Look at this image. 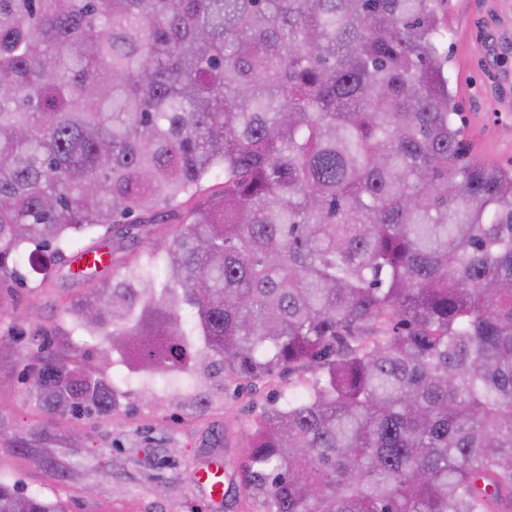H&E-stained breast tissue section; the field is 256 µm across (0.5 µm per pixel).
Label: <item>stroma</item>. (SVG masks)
I'll use <instances>...</instances> for the list:
<instances>
[{
    "label": "stroma",
    "mask_w": 512,
    "mask_h": 512,
    "mask_svg": "<svg viewBox=\"0 0 512 512\" xmlns=\"http://www.w3.org/2000/svg\"><path fill=\"white\" fill-rule=\"evenodd\" d=\"M449 34L441 43L469 153L477 160L512 166V0H443ZM59 262L36 273L19 261L0 285V461L17 458L24 490L51 492L50 469L70 471L69 512H109L126 503L134 512H245L236 466L246 446L253 408L287 391L293 377L278 370L259 387L226 381L223 373L197 367L182 383L104 363L95 343L62 322V301L82 296L86 284ZM28 326L53 332L51 349L61 359L102 373L123 392L126 414L112 421H63L41 430L39 413L22 376L20 348L9 338L12 312ZM210 408L196 414L199 395ZM222 460L228 469L225 497L215 505L193 481L187 460Z\"/></svg>",
    "instance_id": "obj_1"
}]
</instances>
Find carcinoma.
<instances>
[{"mask_svg":"<svg viewBox=\"0 0 512 512\" xmlns=\"http://www.w3.org/2000/svg\"><path fill=\"white\" fill-rule=\"evenodd\" d=\"M438 2L0 0V283L68 251L122 363L296 374L246 432L259 512H512V168L469 156ZM125 224L121 273L75 244ZM48 336L14 335L35 407L117 416ZM52 476L0 512H69Z\"/></svg>","mask_w":512,"mask_h":512,"instance_id":"carcinoma-1","label":"carcinoma"}]
</instances>
